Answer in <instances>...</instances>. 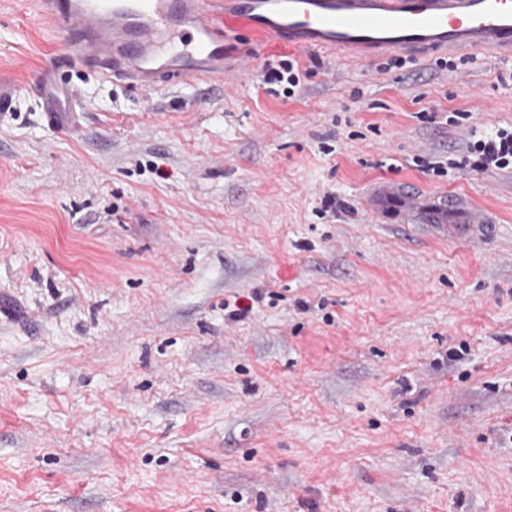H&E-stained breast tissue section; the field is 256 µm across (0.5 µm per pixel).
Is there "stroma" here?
I'll use <instances>...</instances> for the list:
<instances>
[{
  "label": "stroma",
  "mask_w": 512,
  "mask_h": 512,
  "mask_svg": "<svg viewBox=\"0 0 512 512\" xmlns=\"http://www.w3.org/2000/svg\"><path fill=\"white\" fill-rule=\"evenodd\" d=\"M36 14L0 0V512H512V168L468 151L512 127V59L230 30L223 84L70 71L52 127ZM280 55L299 97L259 81ZM385 179L498 221L380 223ZM38 92L42 101V112L55 120L60 112H81L83 94L63 82L59 72L47 71L40 82Z\"/></svg>",
  "instance_id": "1"
}]
</instances>
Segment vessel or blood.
Instances as JSON below:
<instances>
[{
    "label": "vessel or blood",
    "mask_w": 512,
    "mask_h": 512,
    "mask_svg": "<svg viewBox=\"0 0 512 512\" xmlns=\"http://www.w3.org/2000/svg\"><path fill=\"white\" fill-rule=\"evenodd\" d=\"M41 17L62 21L68 48L38 92L48 116L77 112L83 95L61 70L90 72L113 86L153 92L197 81L223 83L224 32L244 27L296 49L340 50L360 60L443 51L512 56V0H38ZM371 205L386 224H493L494 211L456 192L429 195L380 184Z\"/></svg>",
    "instance_id": "b4317fda"
}]
</instances>
